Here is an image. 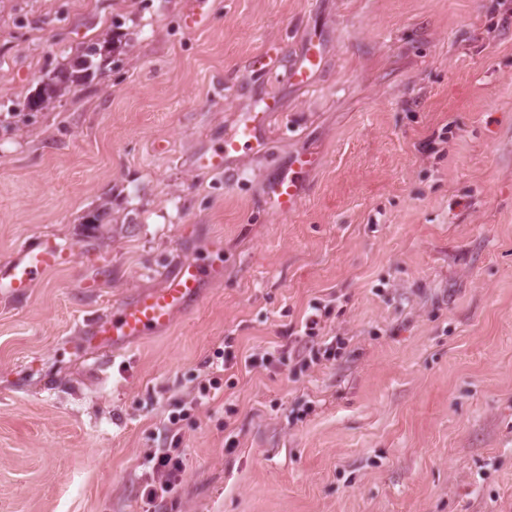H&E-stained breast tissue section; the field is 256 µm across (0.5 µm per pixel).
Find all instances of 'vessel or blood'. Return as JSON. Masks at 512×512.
Instances as JSON below:
<instances>
[{
  "label": "vessel or blood",
  "instance_id": "obj_1",
  "mask_svg": "<svg viewBox=\"0 0 512 512\" xmlns=\"http://www.w3.org/2000/svg\"><path fill=\"white\" fill-rule=\"evenodd\" d=\"M319 65L317 53L304 54L291 71L290 78L295 84H308ZM263 122L259 113H245L225 134L223 146L200 155L199 164L221 174L236 165L242 153L260 151ZM316 163L313 154H298L287 169L270 179L264 193L268 208L281 215L295 212L304 193L303 177ZM71 258L69 248L45 240L19 249L14 256L0 261V297H26L40 274L68 265ZM221 276V269L201 265L194 256L181 255L165 273L161 288L142 292L120 303L111 315L96 322L90 332L91 338L96 344L118 349L131 340L165 329L177 315L200 301L205 283Z\"/></svg>",
  "mask_w": 512,
  "mask_h": 512
}]
</instances>
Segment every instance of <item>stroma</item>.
Wrapping results in <instances>:
<instances>
[{
    "mask_svg": "<svg viewBox=\"0 0 512 512\" xmlns=\"http://www.w3.org/2000/svg\"><path fill=\"white\" fill-rule=\"evenodd\" d=\"M190 6L0 0V261L73 250L0 298V512H142L172 444L161 512H512V0H209L195 30ZM118 13L117 67L16 126L5 104ZM271 100L238 174L197 164ZM305 152L300 208L267 210ZM105 198L111 233L86 230ZM186 249L224 268L199 305L120 351L89 341ZM320 65V56L316 52L303 54L296 67L290 73V79L297 85H308L312 72ZM153 484L145 493V506L143 512H158L161 503L173 490L180 479L183 470L182 461L171 454V448H160L153 454Z\"/></svg>",
    "mask_w": 512,
    "mask_h": 512,
    "instance_id": "35a3bbf8",
    "label": "stroma"
}]
</instances>
